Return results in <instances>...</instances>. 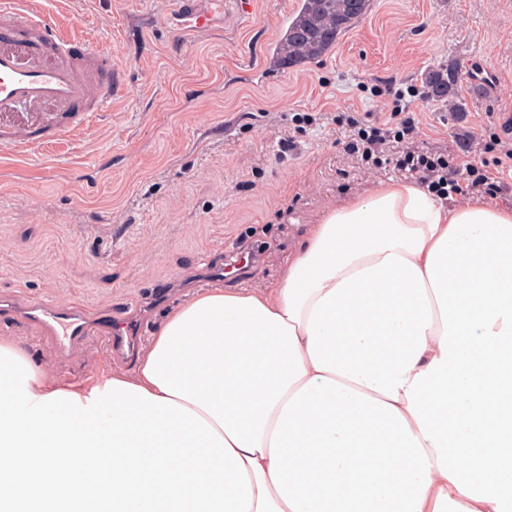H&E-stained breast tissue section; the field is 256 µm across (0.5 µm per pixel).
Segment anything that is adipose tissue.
Returning <instances> with one entry per match:
<instances>
[{"label": "adipose tissue", "mask_w": 512, "mask_h": 512, "mask_svg": "<svg viewBox=\"0 0 512 512\" xmlns=\"http://www.w3.org/2000/svg\"><path fill=\"white\" fill-rule=\"evenodd\" d=\"M512 512V208L377 184L133 371L0 340V512Z\"/></svg>", "instance_id": "ef3b65f1"}]
</instances>
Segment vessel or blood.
Returning a JSON list of instances; mask_svg holds the SVG:
<instances>
[{
    "mask_svg": "<svg viewBox=\"0 0 512 512\" xmlns=\"http://www.w3.org/2000/svg\"><path fill=\"white\" fill-rule=\"evenodd\" d=\"M0 150L20 153L43 141L71 136L111 102L117 82L108 68L91 67L99 51L77 37L62 38L45 17H32L26 0H0ZM36 326L56 357L102 337L118 359L130 358L141 339L137 315L111 309L86 313L75 305L0 300V323Z\"/></svg>",
    "mask_w": 512,
    "mask_h": 512,
    "instance_id": "obj_1",
    "label": "vessel or blood"
}]
</instances>
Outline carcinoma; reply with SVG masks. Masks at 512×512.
Here are the masks:
<instances>
[{"label": "carcinoma", "instance_id": "cac0c4a2", "mask_svg": "<svg viewBox=\"0 0 512 512\" xmlns=\"http://www.w3.org/2000/svg\"><path fill=\"white\" fill-rule=\"evenodd\" d=\"M372 6L373 0H300L281 41L284 63L292 68L323 57ZM425 84L436 99H453L457 95V82L445 81L442 69L429 71Z\"/></svg>", "mask_w": 512, "mask_h": 512}]
</instances>
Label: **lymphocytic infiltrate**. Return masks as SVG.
<instances>
[{
	"mask_svg": "<svg viewBox=\"0 0 512 512\" xmlns=\"http://www.w3.org/2000/svg\"><path fill=\"white\" fill-rule=\"evenodd\" d=\"M372 94L383 101V115L342 112L334 117L345 151L363 167L394 164L442 200L494 199L502 194V174L512 170L511 113H488V138L462 136L459 153L423 152L412 146L419 134V119L409 102L428 100L427 89L405 90L390 80L374 85Z\"/></svg>",
	"mask_w": 512,
	"mask_h": 512,
	"instance_id": "1",
	"label": "lymphocytic infiltrate"
}]
</instances>
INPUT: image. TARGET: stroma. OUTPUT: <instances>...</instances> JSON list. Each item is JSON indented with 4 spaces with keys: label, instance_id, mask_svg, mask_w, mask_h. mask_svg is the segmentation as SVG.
<instances>
[{
    "label": "stroma",
    "instance_id": "1",
    "mask_svg": "<svg viewBox=\"0 0 512 512\" xmlns=\"http://www.w3.org/2000/svg\"><path fill=\"white\" fill-rule=\"evenodd\" d=\"M30 2L96 45L122 91L65 144L0 153V299L21 304L137 310L154 333L198 292L200 270L237 246L254 264L225 287L274 286L330 208L403 177L363 169L335 125L294 127L304 113L379 114L375 80L419 87L429 70L457 66L465 123L447 102L418 107L417 146L442 153L479 133L486 113H512V0H374L328 56L286 71L270 55L299 0H231L188 35L172 0ZM288 135L295 146L280 153ZM1 338L64 379L104 361L136 365L98 337L59 360L25 322L0 324Z\"/></svg>",
    "mask_w": 512,
    "mask_h": 512
}]
</instances>
